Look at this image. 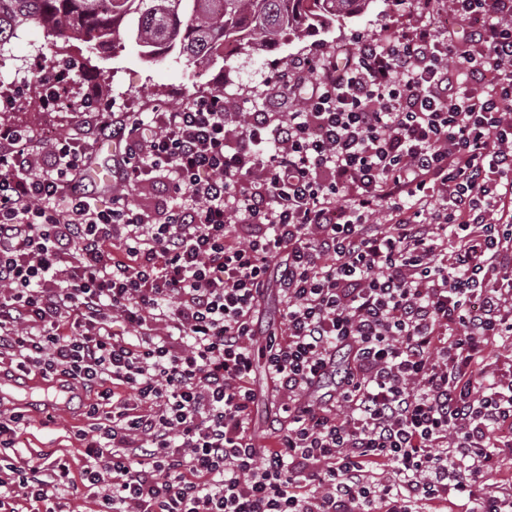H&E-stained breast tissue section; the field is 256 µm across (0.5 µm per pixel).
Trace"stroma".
Listing matches in <instances>:
<instances>
[{"mask_svg": "<svg viewBox=\"0 0 512 512\" xmlns=\"http://www.w3.org/2000/svg\"><path fill=\"white\" fill-rule=\"evenodd\" d=\"M419 18L410 0H374L370 10L342 20H328L300 38L283 41L258 50H240L206 68L191 71L185 63L165 58L145 61L133 42L123 50L104 48L81 58L77 42L57 50V60L75 65L66 86L69 103L52 109L40 105L41 87L37 75L45 68L44 33L40 28H25L0 52V92L17 91L13 112L1 115L9 121L31 128L38 143L58 135L82 138L85 131L83 104L93 101L116 112L151 113L153 107L168 109L203 93L222 94L234 112H255L263 108L274 112L294 109L287 98L263 101L261 94L271 86L275 75L294 57L306 56L324 48L347 43L358 34L379 35L393 28L414 29ZM252 386L258 394L254 409V438L259 445L270 444L273 433V384L264 370H257ZM49 388L34 375L0 376V410L27 412L29 425L19 447L21 457L29 458L54 450L76 456L80 443L75 434L88 429L91 421L82 410L90 395L81 390L67 393L62 400H47Z\"/></svg>", "mask_w": 512, "mask_h": 512, "instance_id": "1", "label": "stroma"}]
</instances>
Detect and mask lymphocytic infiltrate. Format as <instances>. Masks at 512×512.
Masks as SVG:
<instances>
[{
  "label": "lymphocytic infiltrate",
  "instance_id": "f902f5d3",
  "mask_svg": "<svg viewBox=\"0 0 512 512\" xmlns=\"http://www.w3.org/2000/svg\"><path fill=\"white\" fill-rule=\"evenodd\" d=\"M414 31L292 62L293 112L233 123L204 93L151 120L85 104L123 147L122 190L86 145L42 158L0 126V366L93 392L82 459L15 457L0 512H512L487 484L512 448V0H416ZM159 184L150 214L133 193ZM272 446L252 434L260 301ZM123 323L128 336L114 330ZM283 308V303L277 293L276 287L271 286L265 293L262 300V313L258 324L259 336L255 337L254 348L265 344L267 334L276 327V318L279 309Z\"/></svg>",
  "mask_w": 512,
  "mask_h": 512
}]
</instances>
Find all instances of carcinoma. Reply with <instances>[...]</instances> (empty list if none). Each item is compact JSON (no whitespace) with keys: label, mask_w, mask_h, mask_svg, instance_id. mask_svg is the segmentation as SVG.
Wrapping results in <instances>:
<instances>
[{"label":"carcinoma","mask_w":512,"mask_h":512,"mask_svg":"<svg viewBox=\"0 0 512 512\" xmlns=\"http://www.w3.org/2000/svg\"><path fill=\"white\" fill-rule=\"evenodd\" d=\"M371 0H0V49L35 25L48 42L75 40L89 52L125 48L133 38L148 61H211L213 45L233 41L257 49L302 36L304 24L366 11Z\"/></svg>","instance_id":"1"}]
</instances>
